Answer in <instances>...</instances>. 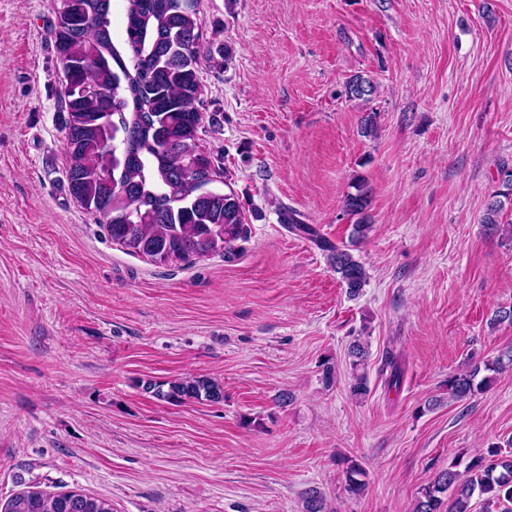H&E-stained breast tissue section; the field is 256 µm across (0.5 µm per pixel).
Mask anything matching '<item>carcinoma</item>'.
<instances>
[{
	"label": "carcinoma",
	"mask_w": 512,
	"mask_h": 512,
	"mask_svg": "<svg viewBox=\"0 0 512 512\" xmlns=\"http://www.w3.org/2000/svg\"><path fill=\"white\" fill-rule=\"evenodd\" d=\"M125 39L118 48L112 38V0H56L55 49L65 73L61 104L68 118L67 180L83 208L99 217L112 241L156 263L230 253L245 237V216L233 190L199 197L185 164L213 168L198 146L199 48L197 0H123ZM351 100L375 92L361 75L345 85ZM344 199V212L356 218L349 244L322 239L308 224L286 216L288 229L312 237L328 253L332 270L349 296L360 294L367 272L352 253L371 230L367 223L368 190L354 185ZM352 369L350 394L370 393L365 363L368 344L354 339L347 349ZM512 368V347L483 364L448 376V396L466 400L491 386L495 375ZM487 375L480 376L481 371ZM155 398L169 403L190 400L219 403L224 388L197 376L170 381H139ZM365 472L349 460L346 489L363 491ZM487 504L507 505L512 512V454L493 444L469 463L465 474L455 465L440 471L416 499L414 512H472L474 495ZM67 494L36 488L21 491L0 507L4 512H65ZM303 512H326L316 487L302 496Z\"/></svg>",
	"instance_id": "carcinoma-1"
}]
</instances>
